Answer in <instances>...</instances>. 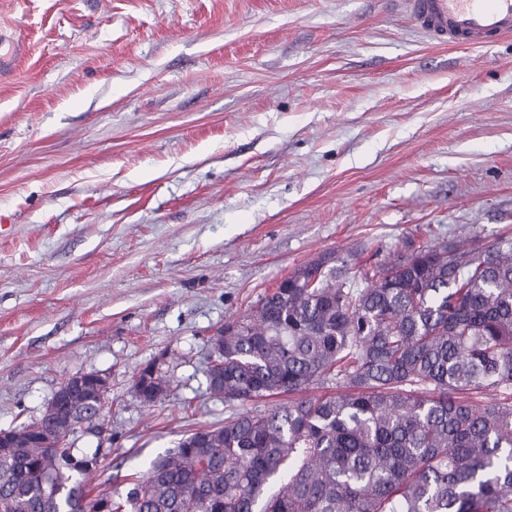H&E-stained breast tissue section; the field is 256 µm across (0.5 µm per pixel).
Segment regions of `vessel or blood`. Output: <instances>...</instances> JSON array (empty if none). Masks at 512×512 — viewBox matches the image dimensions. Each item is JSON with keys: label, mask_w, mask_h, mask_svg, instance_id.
Segmentation results:
<instances>
[{"label": "vessel or blood", "mask_w": 512, "mask_h": 512, "mask_svg": "<svg viewBox=\"0 0 512 512\" xmlns=\"http://www.w3.org/2000/svg\"><path fill=\"white\" fill-rule=\"evenodd\" d=\"M416 27L434 43L486 47L512 37V0H403Z\"/></svg>", "instance_id": "obj_1"}]
</instances>
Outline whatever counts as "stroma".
I'll return each mask as SVG.
<instances>
[{
	"label": "stroma",
	"instance_id": "stroma-1",
	"mask_svg": "<svg viewBox=\"0 0 512 512\" xmlns=\"http://www.w3.org/2000/svg\"><path fill=\"white\" fill-rule=\"evenodd\" d=\"M474 233H512L511 41L402 0H0V428L103 374L94 486L242 412L210 338L300 265Z\"/></svg>",
	"mask_w": 512,
	"mask_h": 512
}]
</instances>
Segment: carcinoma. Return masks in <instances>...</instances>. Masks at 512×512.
Segmentation results:
<instances>
[{
    "label": "carcinoma",
    "mask_w": 512,
    "mask_h": 512,
    "mask_svg": "<svg viewBox=\"0 0 512 512\" xmlns=\"http://www.w3.org/2000/svg\"><path fill=\"white\" fill-rule=\"evenodd\" d=\"M216 360L224 401H288L192 433L112 512H512V236L326 253L227 323ZM55 452L0 446V512H92Z\"/></svg>",
    "instance_id": "obj_1"
}]
</instances>
